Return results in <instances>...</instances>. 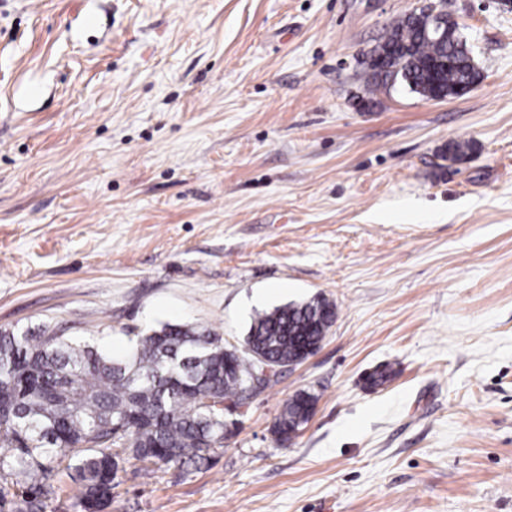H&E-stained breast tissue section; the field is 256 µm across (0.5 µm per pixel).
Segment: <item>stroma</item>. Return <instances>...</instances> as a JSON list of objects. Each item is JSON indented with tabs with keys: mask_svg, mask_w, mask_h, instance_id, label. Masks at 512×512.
<instances>
[{
	"mask_svg": "<svg viewBox=\"0 0 512 512\" xmlns=\"http://www.w3.org/2000/svg\"><path fill=\"white\" fill-rule=\"evenodd\" d=\"M422 3L0 0V329L239 347L256 313L336 305L212 465L126 462L108 512H512V9L446 0L467 95L367 91ZM313 404L315 397L305 391H299L288 399L272 428L278 442L285 443L298 434L309 421V408Z\"/></svg>",
	"mask_w": 512,
	"mask_h": 512,
	"instance_id": "stroma-1",
	"label": "stroma"
}]
</instances>
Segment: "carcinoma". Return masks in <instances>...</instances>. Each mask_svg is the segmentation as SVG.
<instances>
[{
  "instance_id": "carcinoma-1",
  "label": "carcinoma",
  "mask_w": 512,
  "mask_h": 512,
  "mask_svg": "<svg viewBox=\"0 0 512 512\" xmlns=\"http://www.w3.org/2000/svg\"><path fill=\"white\" fill-rule=\"evenodd\" d=\"M367 87L397 84L443 100L480 72L467 42L440 37L424 11L396 20L366 60ZM336 318L315 295L257 314L244 350L200 325L166 323L116 357L95 339L0 330V512H50L54 482H78L73 512L112 505L120 463L184 467L211 458L224 421L204 401L247 405L256 356L276 368L317 351ZM315 397L299 391L273 425L285 443L309 421Z\"/></svg>"
}]
</instances>
